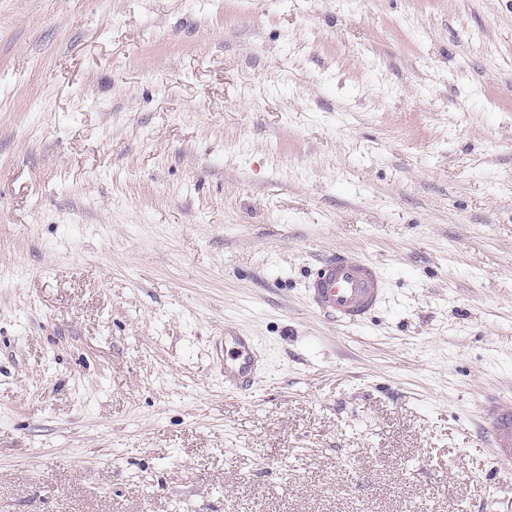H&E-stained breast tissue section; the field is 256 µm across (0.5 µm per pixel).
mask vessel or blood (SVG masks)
<instances>
[{"instance_id":"b4317fda","label":"vessel or blood","mask_w":512,"mask_h":512,"mask_svg":"<svg viewBox=\"0 0 512 512\" xmlns=\"http://www.w3.org/2000/svg\"><path fill=\"white\" fill-rule=\"evenodd\" d=\"M306 291L313 306L340 325L361 323L374 314L385 298V279L370 261L329 258L311 273ZM262 372L257 344L233 330L224 332V386L249 391ZM482 418L492 441L499 468L512 467V406L490 396L480 402Z\"/></svg>"}]
</instances>
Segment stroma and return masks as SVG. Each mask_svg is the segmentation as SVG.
Segmentation results:
<instances>
[{
  "label": "stroma",
  "instance_id": "stroma-1",
  "mask_svg": "<svg viewBox=\"0 0 512 512\" xmlns=\"http://www.w3.org/2000/svg\"><path fill=\"white\" fill-rule=\"evenodd\" d=\"M489 392L512 0H0V512H512ZM306 291L313 306L339 325L359 324L374 314L385 298V279L372 262L329 258L311 273ZM257 344L251 336L224 330V387L245 393L262 372Z\"/></svg>",
  "mask_w": 512,
  "mask_h": 512
}]
</instances>
